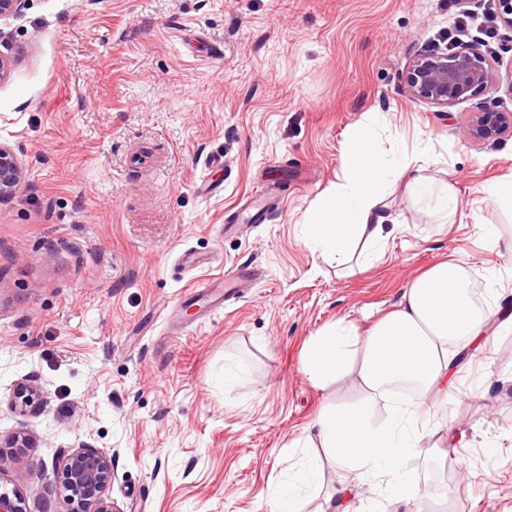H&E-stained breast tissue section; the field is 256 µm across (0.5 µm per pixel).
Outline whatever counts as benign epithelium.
Wrapping results in <instances>:
<instances>
[{
    "instance_id": "1",
    "label": "benign epithelium",
    "mask_w": 512,
    "mask_h": 512,
    "mask_svg": "<svg viewBox=\"0 0 512 512\" xmlns=\"http://www.w3.org/2000/svg\"><path fill=\"white\" fill-rule=\"evenodd\" d=\"M497 4L496 19L512 32V0H497ZM404 82L412 97L448 107L486 91L492 82V65L475 45L450 53L432 50L409 63ZM505 132L512 134L511 112H476L461 135L465 139L490 138ZM23 178L24 170L12 148L0 144V201L11 197ZM42 397L41 386L29 379L17 386L13 405L23 412ZM59 467L63 488L77 498L82 512H118L106 496L112 482V457L83 444L64 454ZM0 512H24L21 496L0 490Z\"/></svg>"
}]
</instances>
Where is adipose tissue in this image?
I'll return each instance as SVG.
<instances>
[{
    "label": "adipose tissue",
    "mask_w": 512,
    "mask_h": 512,
    "mask_svg": "<svg viewBox=\"0 0 512 512\" xmlns=\"http://www.w3.org/2000/svg\"><path fill=\"white\" fill-rule=\"evenodd\" d=\"M399 179L445 217L455 216L452 184L428 175L423 158L387 159L367 129L353 143L343 177L306 214L304 245L370 264L385 238L388 189ZM466 273L462 260L439 262L368 331L341 318L309 336L300 371L324 404L301 442L300 469L272 492L271 512H300L301 490H320L329 468L354 474L362 492L396 499L402 512H422L429 494L411 481L408 463L458 453L450 430L432 427L429 419L447 406L457 379L448 343L465 338L486 346L508 329L490 327V311L475 306Z\"/></svg>",
    "instance_id": "1"
}]
</instances>
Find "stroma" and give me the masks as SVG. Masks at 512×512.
I'll list each match as a JSON object with an SVG mask.
<instances>
[{"label":"stroma","mask_w":512,"mask_h":512,"mask_svg":"<svg viewBox=\"0 0 512 512\" xmlns=\"http://www.w3.org/2000/svg\"><path fill=\"white\" fill-rule=\"evenodd\" d=\"M492 5H471L466 36L492 86L447 109L402 73L447 45L448 0H27L0 20V143L25 172L0 201V487L26 512H77L56 466L85 443L112 458L117 512H270L322 404L300 372L308 336L340 318L369 330L451 257L474 286L498 272L491 321L512 319V207L482 192L512 176V136H460L472 112L512 113V32L483 22ZM371 113L382 149L425 152L460 205L444 224L395 184L383 254L362 269L311 253L302 223ZM263 194L278 202L266 220L225 232ZM243 271L258 280L221 310L186 294ZM452 349L456 400L435 421L460 458L409 473L437 494L425 512H512V387L479 386L512 375V332ZM27 378L44 399L22 414ZM18 432L28 447H11ZM43 397V390L36 380H26L17 386L14 394L13 405L15 409L21 412L25 411L28 407L32 406L36 401Z\"/></svg>","instance_id":"35a3bbf8"}]
</instances>
